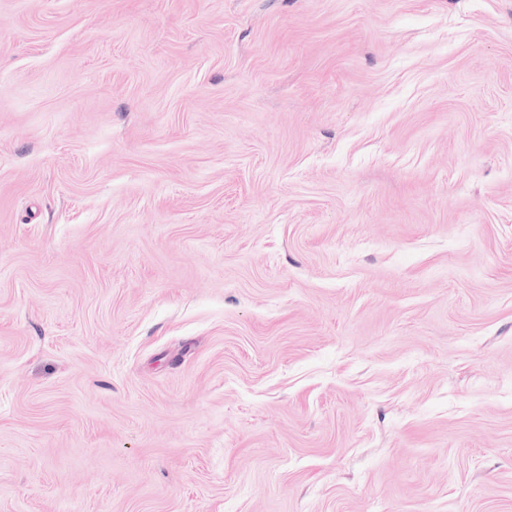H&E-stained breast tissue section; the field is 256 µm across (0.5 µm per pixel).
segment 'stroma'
I'll return each mask as SVG.
<instances>
[{
  "label": "stroma",
  "instance_id": "1",
  "mask_svg": "<svg viewBox=\"0 0 512 512\" xmlns=\"http://www.w3.org/2000/svg\"><path fill=\"white\" fill-rule=\"evenodd\" d=\"M0 512H512V0H0Z\"/></svg>",
  "mask_w": 512,
  "mask_h": 512
}]
</instances>
